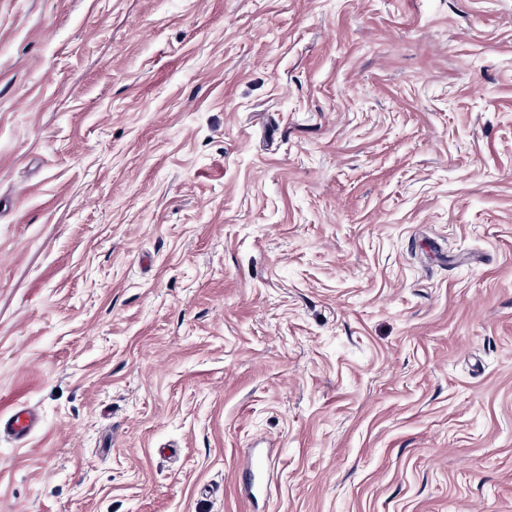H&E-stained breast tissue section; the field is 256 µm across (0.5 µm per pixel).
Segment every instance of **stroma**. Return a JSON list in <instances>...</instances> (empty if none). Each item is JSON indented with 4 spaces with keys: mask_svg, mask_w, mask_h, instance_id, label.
<instances>
[{
    "mask_svg": "<svg viewBox=\"0 0 512 512\" xmlns=\"http://www.w3.org/2000/svg\"><path fill=\"white\" fill-rule=\"evenodd\" d=\"M22 405L0 512H512V0H0Z\"/></svg>",
    "mask_w": 512,
    "mask_h": 512,
    "instance_id": "stroma-1",
    "label": "stroma"
}]
</instances>
